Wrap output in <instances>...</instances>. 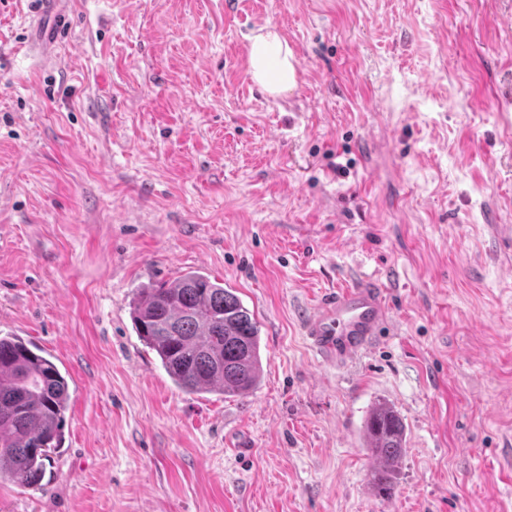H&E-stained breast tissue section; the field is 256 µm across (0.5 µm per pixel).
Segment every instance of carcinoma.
<instances>
[{
    "label": "carcinoma",
    "instance_id": "1",
    "mask_svg": "<svg viewBox=\"0 0 512 512\" xmlns=\"http://www.w3.org/2000/svg\"><path fill=\"white\" fill-rule=\"evenodd\" d=\"M131 318L172 381L187 391L243 394L262 371L259 328L232 289L198 271L137 290ZM69 383L31 341L0 336V477L22 488L40 485L49 452L61 447ZM364 438L380 466L370 482L391 495L405 451V426L392 406L376 403Z\"/></svg>",
    "mask_w": 512,
    "mask_h": 512
}]
</instances>
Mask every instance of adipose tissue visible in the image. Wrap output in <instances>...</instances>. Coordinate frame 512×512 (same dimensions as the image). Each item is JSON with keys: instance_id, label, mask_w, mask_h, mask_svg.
Returning a JSON list of instances; mask_svg holds the SVG:
<instances>
[{"instance_id": "1", "label": "adipose tissue", "mask_w": 512, "mask_h": 512, "mask_svg": "<svg viewBox=\"0 0 512 512\" xmlns=\"http://www.w3.org/2000/svg\"><path fill=\"white\" fill-rule=\"evenodd\" d=\"M248 62L252 80L269 94L278 96L296 88L298 61L276 26H262L249 36Z\"/></svg>"}]
</instances>
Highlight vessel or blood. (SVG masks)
<instances>
[{
  "mask_svg": "<svg viewBox=\"0 0 512 512\" xmlns=\"http://www.w3.org/2000/svg\"><path fill=\"white\" fill-rule=\"evenodd\" d=\"M388 321L383 288L364 280L325 298L305 322L304 332L323 362L340 366L370 349Z\"/></svg>",
  "mask_w": 512,
  "mask_h": 512,
  "instance_id": "1",
  "label": "vessel or blood"
}]
</instances>
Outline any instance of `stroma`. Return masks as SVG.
<instances>
[{
	"mask_svg": "<svg viewBox=\"0 0 512 512\" xmlns=\"http://www.w3.org/2000/svg\"><path fill=\"white\" fill-rule=\"evenodd\" d=\"M503 0H0V335L68 375L64 440L0 512H512V26ZM277 26L298 87L264 92ZM59 33L53 62L35 46ZM189 270L253 313L243 395L177 387L130 316ZM389 331L341 367L336 289ZM406 428L378 497L362 429ZM249 74L269 94L279 96L297 87L298 61L287 39L274 25L248 37ZM388 321L383 288L363 280L325 298L304 323V332L323 362L340 366L370 349Z\"/></svg>",
	"mask_w": 512,
	"mask_h": 512,
	"instance_id": "1",
	"label": "stroma"
}]
</instances>
